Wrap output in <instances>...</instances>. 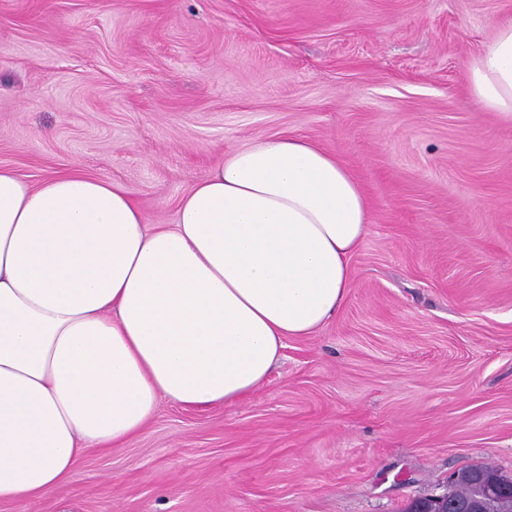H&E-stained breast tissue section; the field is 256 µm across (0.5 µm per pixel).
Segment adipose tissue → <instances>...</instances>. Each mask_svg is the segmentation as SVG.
Returning a JSON list of instances; mask_svg holds the SVG:
<instances>
[{"instance_id": "adipose-tissue-1", "label": "adipose tissue", "mask_w": 512, "mask_h": 512, "mask_svg": "<svg viewBox=\"0 0 512 512\" xmlns=\"http://www.w3.org/2000/svg\"><path fill=\"white\" fill-rule=\"evenodd\" d=\"M512 120V21L470 63ZM369 225L356 179L296 137L225 156L149 225L132 190L78 168L0 166V502L73 478L139 434L159 398L205 410L264 383L291 337L342 306Z\"/></svg>"}]
</instances>
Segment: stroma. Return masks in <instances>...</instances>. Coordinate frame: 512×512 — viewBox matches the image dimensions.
<instances>
[{"instance_id": "stroma-1", "label": "stroma", "mask_w": 512, "mask_h": 512, "mask_svg": "<svg viewBox=\"0 0 512 512\" xmlns=\"http://www.w3.org/2000/svg\"><path fill=\"white\" fill-rule=\"evenodd\" d=\"M512 0H0V166L128 186L146 223L232 150L296 136L363 188L336 315L245 399L0 512H402L512 476V122L466 74Z\"/></svg>"}]
</instances>
